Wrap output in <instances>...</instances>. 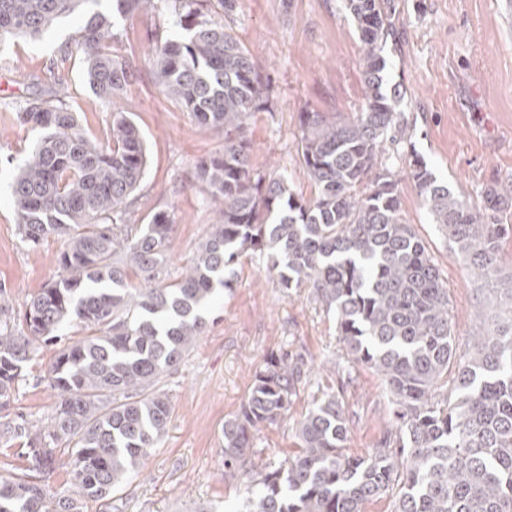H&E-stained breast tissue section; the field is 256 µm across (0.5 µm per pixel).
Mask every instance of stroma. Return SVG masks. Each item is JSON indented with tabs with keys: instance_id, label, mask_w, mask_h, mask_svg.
Returning a JSON list of instances; mask_svg holds the SVG:
<instances>
[{
	"instance_id": "1",
	"label": "stroma",
	"mask_w": 512,
	"mask_h": 512,
	"mask_svg": "<svg viewBox=\"0 0 512 512\" xmlns=\"http://www.w3.org/2000/svg\"><path fill=\"white\" fill-rule=\"evenodd\" d=\"M395 6V37L385 47L387 79L401 87L400 110L411 138L384 142L381 159L402 175V217L439 270L455 343L463 350L479 330L512 318V233L499 242L497 275L473 277L407 170L412 156H419L439 180L476 202L488 188L512 180V0H395ZM223 22L272 88V111L256 113L249 124L254 172L284 176L291 191L312 197L300 162V113L349 120L364 107L360 44L343 0H237ZM173 30L167 9L130 15L119 19L112 51L132 63L121 106L143 134L149 156L127 217L145 224L157 211L169 213L174 231L167 268L174 279L214 219L207 194L194 184L195 165L221 151L224 141L165 97L156 82L149 52L157 37ZM73 33L66 20L40 40L0 46V287L18 308L57 279L63 242L51 238L33 247L17 233L11 183L37 134L20 125L10 108L49 86L50 61ZM67 82L82 120L103 136L112 114L84 82L80 64H69ZM205 317L206 332L178 370L162 379L172 407L166 433L111 503L89 501L84 512L115 506L121 512H240L249 476L225 477L221 428L272 354H302L313 371L287 420L267 426L256 439V470L276 468L299 452L298 424L327 395L336 396L349 415L348 455L367 456L384 436H396V407L381 375L348 363L335 317L309 289L279 288L265 257L243 253L232 288L217 295ZM55 352L52 346L38 349L10 414H24L36 426L46 422L56 397L43 376Z\"/></svg>"
}]
</instances>
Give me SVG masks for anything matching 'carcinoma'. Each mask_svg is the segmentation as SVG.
I'll list each match as a JSON object with an SVG mask.
<instances>
[{
  "mask_svg": "<svg viewBox=\"0 0 512 512\" xmlns=\"http://www.w3.org/2000/svg\"><path fill=\"white\" fill-rule=\"evenodd\" d=\"M110 2L0 0V44L40 38L80 18L50 69L78 56L93 93L113 108L106 136L92 134L59 71L47 96L13 108L21 125L39 132L12 184L18 232L32 246L61 238L64 249L59 278L27 301L21 318L0 288V411L14 400L35 342L57 344L71 322L88 334L47 365L45 380L57 395L47 424L34 432L22 414L0 422V437L21 441L26 460L21 472L0 476V512H82L83 501L110 500L139 473L170 421L159 383L206 331L204 310L218 289L232 286L231 266L247 249L266 257L279 287L309 288L333 313L348 359L383 377L401 434L396 448L349 456L342 404L334 396L320 400L299 424L301 452L258 474L246 512H363L395 485L394 512H512V321L457 348L448 289L401 217L397 175L378 164L381 144L406 132L401 90L386 89L393 0H345L366 102L348 121L300 114L302 163L315 186L309 199L251 169L247 129L254 113L271 111V86L208 9L212 3L229 15L236 0H172L177 31L152 51L156 81L223 138L224 149L195 166V182L218 218L186 273L170 283L168 213L147 224L124 219L148 153L139 128L116 107L131 74L111 50L117 18L164 0ZM409 177L469 268L483 279L495 276L508 228L488 218L509 204L512 184L489 189L478 205L418 158ZM306 372L304 357L288 353L270 356L256 372L238 413L224 420V476L252 465L256 434L287 417ZM448 375L454 395L432 401ZM61 445L72 449L67 494L48 483Z\"/></svg>",
  "mask_w": 512,
  "mask_h": 512,
  "instance_id": "1",
  "label": "carcinoma"
}]
</instances>
